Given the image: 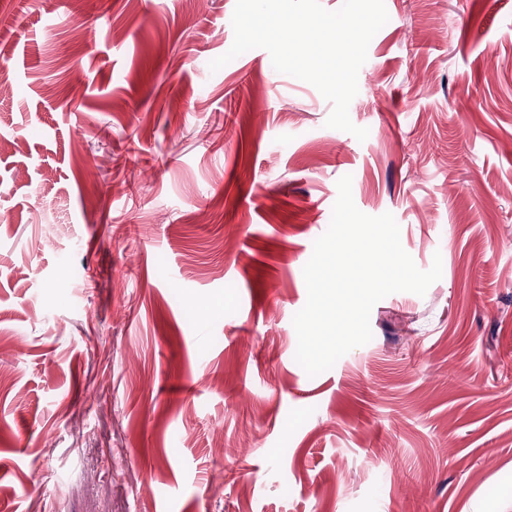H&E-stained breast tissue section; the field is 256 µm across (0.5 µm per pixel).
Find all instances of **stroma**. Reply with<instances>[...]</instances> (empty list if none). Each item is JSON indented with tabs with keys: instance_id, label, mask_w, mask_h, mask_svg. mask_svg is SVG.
Segmentation results:
<instances>
[{
	"instance_id": "35a3bbf8",
	"label": "stroma",
	"mask_w": 512,
	"mask_h": 512,
	"mask_svg": "<svg viewBox=\"0 0 512 512\" xmlns=\"http://www.w3.org/2000/svg\"><path fill=\"white\" fill-rule=\"evenodd\" d=\"M234 7L0 0V512H512V0H385L362 141ZM346 175L442 275L312 377Z\"/></svg>"
}]
</instances>
